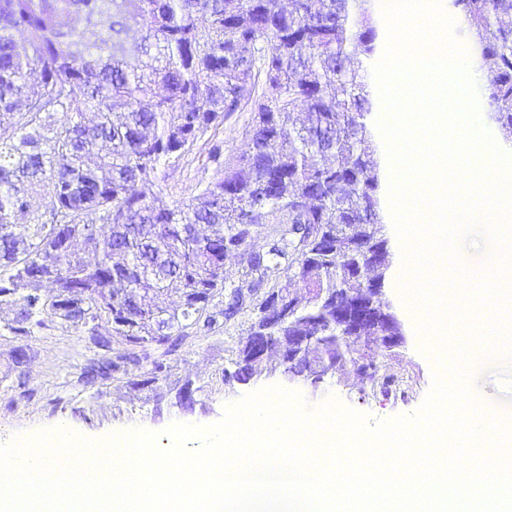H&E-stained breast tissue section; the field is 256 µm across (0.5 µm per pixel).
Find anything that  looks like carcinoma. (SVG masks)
<instances>
[{"label": "carcinoma", "mask_w": 512, "mask_h": 512, "mask_svg": "<svg viewBox=\"0 0 512 512\" xmlns=\"http://www.w3.org/2000/svg\"><path fill=\"white\" fill-rule=\"evenodd\" d=\"M354 0H0V303L16 306L7 329L21 339L41 317L119 345L84 371L90 384L126 378L152 389L166 357L219 327L248 325L224 349V387L248 382L264 357L288 361L294 336H313L294 372L310 382L345 364L374 369L398 336L382 301L390 268L370 116L381 109L363 63L387 31ZM468 36L469 62L491 125L512 142V0H448ZM142 21L138 53L119 39ZM262 78L243 151L191 199H161V166L224 124ZM96 114L93 122L84 113ZM48 189V206L31 205ZM24 232H16L17 216ZM263 248L244 251L266 224ZM92 248L87 263L79 247ZM244 260L241 284L224 260ZM306 290L300 305L290 285ZM248 292L232 314L215 299ZM174 295L170 305L150 295ZM371 305L352 335L336 303ZM149 363L143 378L129 366Z\"/></svg>", "instance_id": "obj_1"}]
</instances>
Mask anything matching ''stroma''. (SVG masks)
I'll return each mask as SVG.
<instances>
[{"label": "stroma", "instance_id": "stroma-1", "mask_svg": "<svg viewBox=\"0 0 512 512\" xmlns=\"http://www.w3.org/2000/svg\"><path fill=\"white\" fill-rule=\"evenodd\" d=\"M251 105V99H244L236 111L225 115L223 126L216 132L214 139L223 143L225 161L235 160L244 147L252 120ZM210 142L199 141L189 154L169 165L163 183L164 200L190 199L198 182L210 176ZM11 315L9 306L0 305V445L60 421L69 422L92 440L130 425L154 432L174 423L211 426L222 420L226 405L260 388L284 384L273 372L278 358L272 355L249 384L225 391L224 332L219 329L193 337L170 355L168 380L155 384L150 394L129 389L121 379L90 385L82 376L83 368L103 352L89 343L84 330L49 319L32 327L30 336L20 342L5 328ZM404 334L405 343L381 361L383 373L397 379L396 391L380 392L349 364L318 387L297 383L288 387L299 393L307 406L333 397L374 421L415 414L432 388L436 365L412 326L406 325ZM20 343L29 348L30 358L18 369L11 355ZM471 374L473 391L484 406L512 417V353L473 354ZM187 379L197 388L193 408L167 406L174 383ZM159 399L164 402L160 409L155 406Z\"/></svg>", "mask_w": 512, "mask_h": 512}]
</instances>
